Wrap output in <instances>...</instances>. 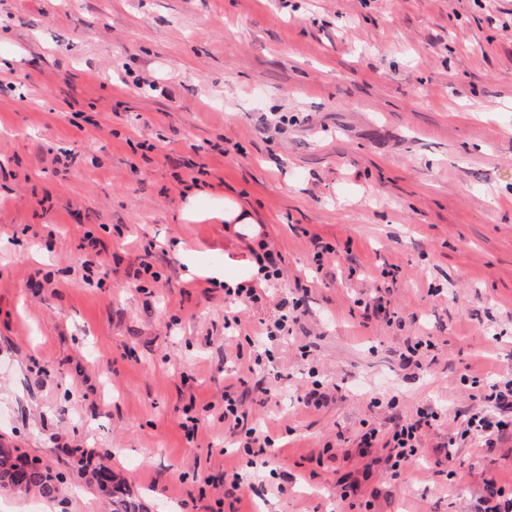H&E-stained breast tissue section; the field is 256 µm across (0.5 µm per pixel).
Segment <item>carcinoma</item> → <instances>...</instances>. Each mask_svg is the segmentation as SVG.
I'll return each instance as SVG.
<instances>
[{
    "label": "carcinoma",
    "mask_w": 512,
    "mask_h": 512,
    "mask_svg": "<svg viewBox=\"0 0 512 512\" xmlns=\"http://www.w3.org/2000/svg\"><path fill=\"white\" fill-rule=\"evenodd\" d=\"M92 474L100 488H111L113 512H140L139 504L128 497L125 485L116 480L110 468L100 464L92 468ZM62 481L61 474L40 465L38 460H30L17 453V449L0 445V489L54 499Z\"/></svg>",
    "instance_id": "cac0c4a2"
}]
</instances>
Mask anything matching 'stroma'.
Listing matches in <instances>:
<instances>
[{
    "mask_svg": "<svg viewBox=\"0 0 512 512\" xmlns=\"http://www.w3.org/2000/svg\"><path fill=\"white\" fill-rule=\"evenodd\" d=\"M227 197L253 223L188 218ZM88 231L108 269L89 283ZM262 243L285 276L246 333L308 293L237 390L274 441L251 466L220 419L240 368L224 285ZM148 245L158 276L134 280ZM422 335L434 362L404 366ZM510 375L512 0H0V444L66 476L53 501L0 491V512H112L82 449L111 452L145 512H474L512 492V437L459 441L451 480L437 450L470 378ZM426 404L443 417L412 465L364 472V425Z\"/></svg>",
    "mask_w": 512,
    "mask_h": 512,
    "instance_id": "stroma-1",
    "label": "stroma"
}]
</instances>
